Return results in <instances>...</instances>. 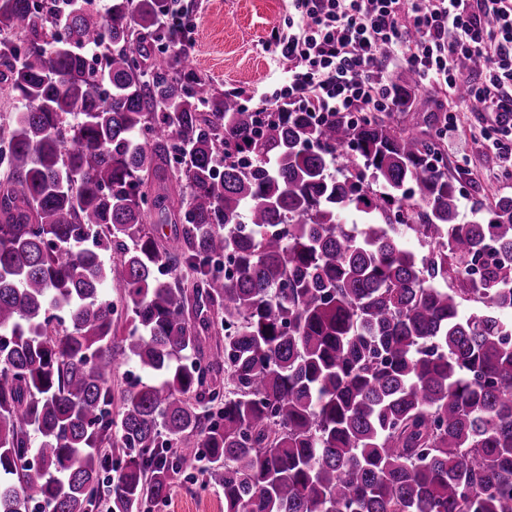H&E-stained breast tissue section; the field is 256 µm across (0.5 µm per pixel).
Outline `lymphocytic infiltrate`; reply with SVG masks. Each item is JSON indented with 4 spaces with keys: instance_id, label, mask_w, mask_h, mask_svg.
I'll return each instance as SVG.
<instances>
[{
    "instance_id": "lymphocytic-infiltrate-1",
    "label": "lymphocytic infiltrate",
    "mask_w": 512,
    "mask_h": 512,
    "mask_svg": "<svg viewBox=\"0 0 512 512\" xmlns=\"http://www.w3.org/2000/svg\"><path fill=\"white\" fill-rule=\"evenodd\" d=\"M289 62L265 105L324 117L390 109L394 67L447 88L463 111L512 112V0H292ZM483 69L466 71L474 59Z\"/></svg>"
}]
</instances>
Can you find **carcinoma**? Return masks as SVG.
<instances>
[{
    "mask_svg": "<svg viewBox=\"0 0 512 512\" xmlns=\"http://www.w3.org/2000/svg\"><path fill=\"white\" fill-rule=\"evenodd\" d=\"M4 33L0 512H512V194L460 218L414 72L400 119L316 122L218 92L174 0H0ZM153 512H224V495L218 487L180 483Z\"/></svg>",
    "mask_w": 512,
    "mask_h": 512,
    "instance_id": "1",
    "label": "carcinoma"
}]
</instances>
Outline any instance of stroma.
<instances>
[{"label":"stroma","instance_id":"35a3bbf8","mask_svg":"<svg viewBox=\"0 0 512 512\" xmlns=\"http://www.w3.org/2000/svg\"><path fill=\"white\" fill-rule=\"evenodd\" d=\"M182 23L196 66L217 90L238 92L247 106H257L263 89L282 78L288 64L274 51L275 36L288 30L290 0H180ZM489 116L462 112L444 139L448 165L465 164L460 211L469 216L475 200L512 193L500 162L486 141ZM154 512H224L220 488L178 484Z\"/></svg>","mask_w":512,"mask_h":512}]
</instances>
